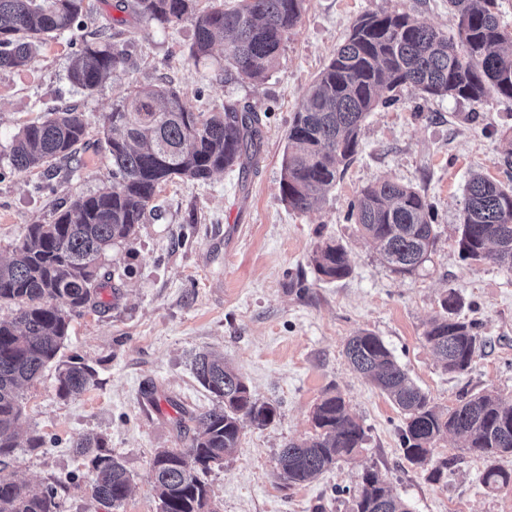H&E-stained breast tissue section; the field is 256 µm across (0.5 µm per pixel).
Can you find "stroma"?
<instances>
[{"label": "stroma", "mask_w": 512, "mask_h": 512, "mask_svg": "<svg viewBox=\"0 0 512 512\" xmlns=\"http://www.w3.org/2000/svg\"><path fill=\"white\" fill-rule=\"evenodd\" d=\"M116 3L84 0L79 29L47 42L28 67L0 69V258L29 225L51 223L57 208L111 186L112 158L100 129L128 89L167 81L198 112L228 101L249 104L264 115L262 149L249 169L161 185L145 223L106 252L102 304L72 320L59 353L94 367L96 381L84 394L63 398L50 366L23 388L20 434L39 433L45 444L16 449L9 472L38 490L55 487L58 512H158L150 461L156 449L185 447L197 416L214 408L193 360L218 350L278 414L263 428L244 424L240 448L205 474L215 512H348V491L367 467L411 512H512V483L484 486L487 461L454 437L433 451L434 459L450 461L441 480L409 463L400 444L403 416L344 356L347 339L367 330L441 409L486 390L512 398V272L464 260L458 245L471 172L508 179L500 159L512 136V100L441 99L400 88L397 102L367 116L357 154L323 199L299 213L280 193L293 114L356 19L403 11L452 35L448 0H305L277 67L258 85L225 71L221 48L192 58L191 22H147ZM101 29L129 63L87 92L70 82L68 67ZM66 106L83 113L87 144L59 162L53 176L14 172L9 154L19 128ZM384 178L414 186L433 206L436 243L412 276L393 273L347 218L359 191ZM328 239L350 254L345 279L326 280L310 262ZM451 289L460 299L452 318L479 323L485 341L461 374L445 372L423 337ZM336 390L366 430L363 451L313 481L284 483L280 448L313 435L315 405ZM180 408L186 419H178ZM85 434L103 437L131 476L119 510L92 498L93 476L72 448Z\"/></svg>", "instance_id": "obj_1"}]
</instances>
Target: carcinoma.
Returning <instances> with one entry per match:
<instances>
[{
    "mask_svg": "<svg viewBox=\"0 0 512 512\" xmlns=\"http://www.w3.org/2000/svg\"><path fill=\"white\" fill-rule=\"evenodd\" d=\"M197 2L132 0L131 8L139 18L161 25L192 22L194 58L207 56L218 40L224 62L240 80L257 85L275 67L305 0H212L203 12ZM449 3L457 18L454 37L399 11L366 14L355 22L303 95L288 130L280 192L292 210L306 212L335 187L357 153L367 115L393 101L398 88L412 85L440 98L478 101L494 92L512 99V30L501 25L497 0ZM82 10L83 0H0V68L31 64L46 40L79 26ZM127 63L126 54L102 31L74 55L68 78L93 91ZM87 136L83 113L56 109L14 136L12 169L49 171ZM103 139L112 156V186L73 200L50 224L30 225L11 257L0 260V304L15 307L12 319L0 320V512H57L53 488L34 491L7 467L20 447L21 388L57 358L73 318L99 306L102 256L145 223L161 185L175 179L205 181L256 161L261 117L238 101L224 103L218 112H196L177 90L163 85L129 93L105 120ZM349 219L382 260L404 276L428 260L436 238L425 196L389 179L362 189L351 203ZM459 246L467 259L512 271L511 184L472 174L460 214ZM310 262L328 280L351 272L346 248L332 240L317 246ZM458 307L451 290L441 302L443 313L424 333L442 368L454 373L467 371L483 347L476 324L448 316ZM344 354L352 370L404 415L401 445L411 464L428 465L427 455L445 435L462 439L463 447L486 459L512 453V399L482 392L445 412L375 334L361 331L350 337ZM194 372L217 406L200 415V429L187 447L154 453L150 476L159 512H211L201 475L240 447L242 420L251 416L263 428L277 415V407L258 400L224 357L201 353ZM95 376L92 366L72 358L59 366L57 393L80 395ZM312 424L311 437L291 441L278 453L280 478L289 483L313 480L358 456L366 442L363 425L338 391L326 393L315 405ZM74 448L94 474L93 499L120 508L131 491L122 462L98 436H82ZM511 480L512 473L495 465L483 475L488 486ZM351 512L410 510L371 469L361 476Z\"/></svg>",
    "mask_w": 512,
    "mask_h": 512,
    "instance_id": "carcinoma-1",
    "label": "carcinoma"
}]
</instances>
